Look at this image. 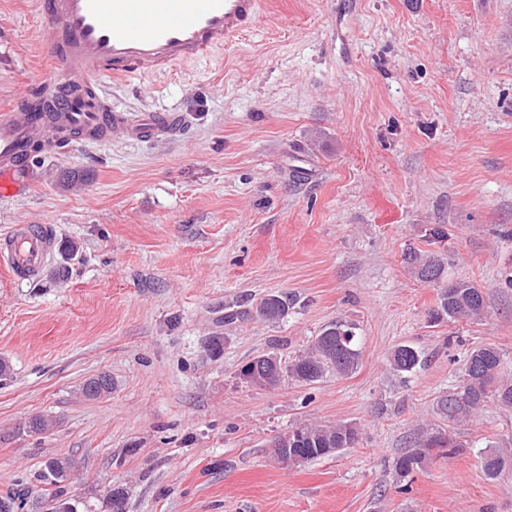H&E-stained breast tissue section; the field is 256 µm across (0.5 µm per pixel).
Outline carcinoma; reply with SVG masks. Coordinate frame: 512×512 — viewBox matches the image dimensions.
I'll return each instance as SVG.
<instances>
[{
  "mask_svg": "<svg viewBox=\"0 0 512 512\" xmlns=\"http://www.w3.org/2000/svg\"><path fill=\"white\" fill-rule=\"evenodd\" d=\"M405 261L417 277L438 288L437 307L432 318H448L451 322L475 320L480 318L486 308V298L481 289L470 281L460 279L450 283L444 281L445 266L438 256L409 250ZM291 300L280 294H269L256 307L259 318L276 322L288 315ZM360 357L355 334L350 327L342 323H331L312 341L308 349L298 354L289 362L278 363L277 379L290 378L294 381L311 384L332 370L338 375H347L356 369ZM393 368L399 372L412 371L420 361L419 352L409 346L400 345L392 353ZM502 355L491 344L480 345L472 349L466 361V370L478 365L485 372L484 377L475 382L464 397H457L451 392L441 397L437 406L448 422H460L473 414L489 399L505 407H512V380L499 379ZM297 441L289 444L296 452L309 460L331 456L344 448H350L358 442V430L351 423L336 424L299 423ZM441 448L448 449V455L456 454L460 445L453 443L441 433L421 437L411 452L399 457L395 463L398 476L406 478L417 470H422L431 460L433 452ZM64 461L52 459L39 474L40 481L58 485L67 480L69 472L63 467ZM512 465V458L498 453H489L483 461L487 476L494 477L507 465ZM126 494L119 487L109 490L106 502L111 512H124Z\"/></svg>",
  "mask_w": 512,
  "mask_h": 512,
  "instance_id": "cac0c4a2",
  "label": "carcinoma"
}]
</instances>
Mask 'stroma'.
<instances>
[{
  "label": "stroma",
  "instance_id": "obj_1",
  "mask_svg": "<svg viewBox=\"0 0 512 512\" xmlns=\"http://www.w3.org/2000/svg\"><path fill=\"white\" fill-rule=\"evenodd\" d=\"M42 25L34 0H0V107L48 72ZM101 89L130 120L182 127L44 153L0 197V233L50 224L58 243L37 279L0 271V494L30 487L26 512H46L37 476L58 458L92 512L115 487L125 512H512V468L482 466L512 455V408L451 425L436 407L472 347L496 346L512 377V0H272L212 59ZM436 224L447 241H429ZM410 248L482 288L483 317L431 320ZM271 293L290 298L284 319L225 325ZM334 321L356 327L351 374L241 376ZM401 344L412 372L391 367ZM103 373L111 394L86 397ZM35 415L51 429L23 433ZM303 421L359 441L283 468L271 444ZM437 430L462 450L398 476ZM391 360L396 371L411 372L419 363L420 355L415 348L409 345H400L394 349Z\"/></svg>",
  "mask_w": 512,
  "mask_h": 512
}]
</instances>
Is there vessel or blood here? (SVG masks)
<instances>
[{
	"label": "vessel or blood",
	"mask_w": 512,
	"mask_h": 512,
	"mask_svg": "<svg viewBox=\"0 0 512 512\" xmlns=\"http://www.w3.org/2000/svg\"><path fill=\"white\" fill-rule=\"evenodd\" d=\"M46 20L47 43L58 69L74 79L67 96L48 94L46 107L0 112V194L13 192L18 173L43 150L65 151L82 140H105L122 129L137 138L177 132L180 116L159 112L137 125L112 111L99 94L109 76L153 79L178 66L211 59L251 32L263 0H36ZM48 224H17L0 235V267L32 278L53 254Z\"/></svg>",
	"instance_id": "obj_1"
}]
</instances>
